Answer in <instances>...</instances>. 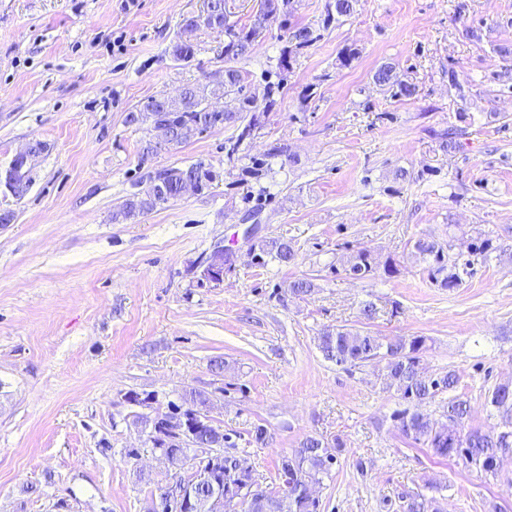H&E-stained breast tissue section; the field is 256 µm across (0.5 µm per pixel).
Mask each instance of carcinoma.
Returning <instances> with one entry per match:
<instances>
[{"instance_id": "1", "label": "carcinoma", "mask_w": 512, "mask_h": 512, "mask_svg": "<svg viewBox=\"0 0 512 512\" xmlns=\"http://www.w3.org/2000/svg\"><path fill=\"white\" fill-rule=\"evenodd\" d=\"M225 0H210V12L204 16L185 20L184 32L191 33L198 26L220 31L227 37L224 42V58L236 59L249 53L253 43L266 30L268 24L283 18V24L289 31L291 46L283 51L278 59V66L283 70L292 68L295 58L301 50L318 40L309 27L290 26L292 0H258L256 12L250 25L240 29L229 23L224 10ZM172 55L178 62H188L194 56L191 42L181 39L172 47ZM374 81L387 87L395 98H409L416 94V86L400 79L390 65L380 66L374 73ZM232 97L239 101L237 112L226 110L212 111L204 114L203 124L209 128L224 127L244 120L242 113H251L250 119L230 142L229 153H234L239 145L250 135L253 128L260 123L261 115L257 113V103L253 96L243 94L239 71L228 68L224 70V79L213 85L192 84L183 88L176 99L152 96L147 98L135 110L128 113L126 121L130 124L165 120L169 124L170 144L179 146L193 139L202 130L196 125L201 112V105L208 96ZM197 175L201 189L209 188L214 177L191 164L186 167H171L170 176L162 188L146 181L145 185L131 193L112 213V223L128 224L181 196V183L188 175ZM413 248L415 253L429 265L431 280L439 287L454 291L463 284L468 271L459 267L457 260L450 255L452 246H443L427 238H419ZM254 259L264 263L271 259L288 265L295 261L296 254L292 246L277 238H262L251 245ZM340 265L347 274L358 280L375 277L378 269L390 277L396 273V265L389 260L377 264L370 252L364 248L350 250L340 259ZM318 348L323 357L338 366H354L368 360L387 361L384 369L386 384L393 388L408 407L392 414V420L400 433L416 444L432 449L441 458H461L478 466L485 472H497L498 460L512 454V384H500L494 388L490 405L503 420L505 430L494 434L466 425L469 415L467 401L456 394L459 376L448 370L435 377L420 374L419 365L422 354L427 350V338L424 336H376L364 329L347 326L327 328L320 332ZM448 395L444 402L446 419L450 424H441L431 414L422 410V406L435 400L439 395ZM340 448L339 441L329 443L315 436L303 439L299 447L288 455V464L281 465L282 488L288 495L281 500H271L263 494L254 496L251 509L240 506L246 501L243 483V456L227 455L223 457V466L214 478L224 482L223 512H321L320 501L310 500L296 494V488L308 483L319 484L328 474L336 461Z\"/></svg>"}]
</instances>
